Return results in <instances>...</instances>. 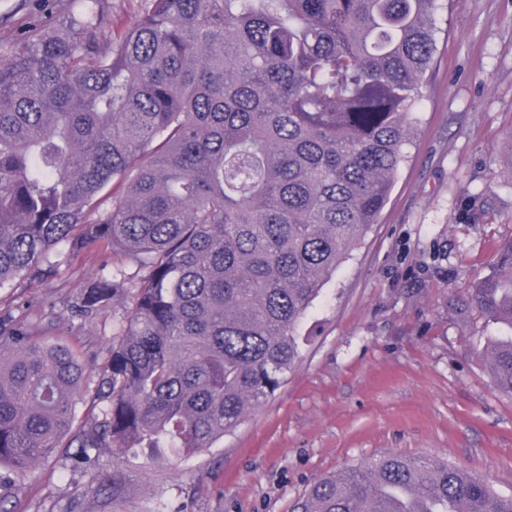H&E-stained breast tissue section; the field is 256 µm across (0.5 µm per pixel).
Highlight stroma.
I'll use <instances>...</instances> for the list:
<instances>
[{"label": "stroma", "instance_id": "stroma-1", "mask_svg": "<svg viewBox=\"0 0 512 512\" xmlns=\"http://www.w3.org/2000/svg\"><path fill=\"white\" fill-rule=\"evenodd\" d=\"M0 0V49L50 26L62 0L12 14ZM409 160L362 244L324 285L300 332L298 366L259 408L191 456L101 448L77 466L65 449L24 479H0L12 512H292L321 477L387 451L437 456L512 494V396L484 356L499 327L452 312L512 241V0H447ZM127 286L92 329L70 306L102 265ZM142 273L90 246L52 280L14 291L80 338L90 373Z\"/></svg>", "mask_w": 512, "mask_h": 512}]
</instances>
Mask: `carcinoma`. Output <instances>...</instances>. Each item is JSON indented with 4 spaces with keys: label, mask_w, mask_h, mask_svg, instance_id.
I'll list each match as a JSON object with an SVG mask.
<instances>
[{
    "label": "carcinoma",
    "mask_w": 512,
    "mask_h": 512,
    "mask_svg": "<svg viewBox=\"0 0 512 512\" xmlns=\"http://www.w3.org/2000/svg\"><path fill=\"white\" fill-rule=\"evenodd\" d=\"M438 2L149 0L102 41V0H68L0 52V290L58 276L63 247L144 271L93 390L81 349L0 302V469L57 448L188 456L272 396L408 158ZM124 286L101 269L72 317L93 324ZM455 309L508 329L487 363L512 395V241ZM297 512H512V494L391 451Z\"/></svg>",
    "instance_id": "obj_1"
}]
</instances>
